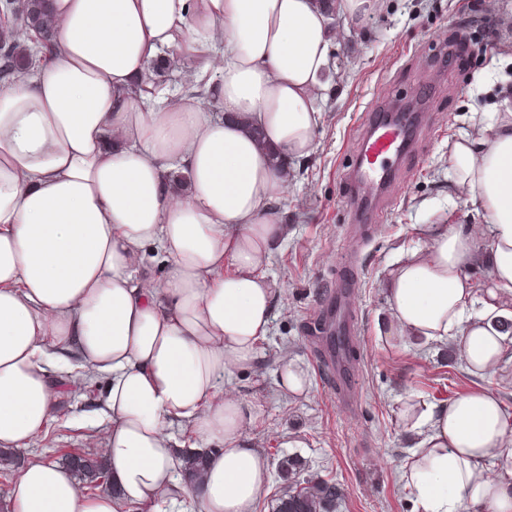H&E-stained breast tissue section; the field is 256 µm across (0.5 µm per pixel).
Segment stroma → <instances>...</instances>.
<instances>
[{
	"label": "stroma",
	"instance_id": "1",
	"mask_svg": "<svg viewBox=\"0 0 512 512\" xmlns=\"http://www.w3.org/2000/svg\"><path fill=\"white\" fill-rule=\"evenodd\" d=\"M494 15L498 33L487 36L482 14ZM342 36L333 54L330 89L318 101L321 120L312 153L291 164L279 206L288 238L264 268L279 289L270 330L255 365L221 381L252 403L249 428L268 462L267 485L255 512H274L288 489L279 466L298 463L299 478L334 480L342 490L336 512H415L412 490L401 479L415 436L402 420L403 402L441 407L474 390L489 391L512 415V360L484 375L468 374L453 342L417 344L381 339L388 316L383 282L392 265L423 244L430 224L482 228L467 186L455 183L450 153L460 137L479 134L481 113L512 92V0H376L362 22L337 19ZM439 74L432 108L436 122L420 157L391 197L387 221L366 231L357 246L355 308L360 342L355 364L361 390L355 414L342 412L312 338L321 304L347 276L341 258L349 246L350 212L343 174L366 113L415 96L423 70ZM308 374L306 392L289 395L276 382L281 359ZM59 395L53 420L17 463H61L81 448L103 446L105 379L81 369L51 370Z\"/></svg>",
	"mask_w": 512,
	"mask_h": 512
}]
</instances>
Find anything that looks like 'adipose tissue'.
Instances as JSON below:
<instances>
[{"instance_id":"1","label":"adipose tissue","mask_w":512,"mask_h":512,"mask_svg":"<svg viewBox=\"0 0 512 512\" xmlns=\"http://www.w3.org/2000/svg\"><path fill=\"white\" fill-rule=\"evenodd\" d=\"M375 0H52L57 55L0 85V447L24 449L51 420L54 354L105 377L111 490L88 497L49 461L21 467L9 512H254L267 463L255 409L218 382L247 370L278 290L264 267L288 235L275 207L288 165L310 155L333 15ZM206 53L216 117L187 97L138 101L161 49ZM455 180L490 224L487 277L469 232L427 230L387 274L389 332L454 340L482 375L512 352V99L453 146ZM185 181L173 182L176 174ZM156 248L161 279L143 255ZM213 444L200 491L178 475L168 433ZM423 432L402 479L416 512H512V416L484 390L407 410Z\"/></svg>"}]
</instances>
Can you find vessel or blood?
<instances>
[{
	"instance_id": "1",
	"label": "vessel or blood",
	"mask_w": 512,
	"mask_h": 512,
	"mask_svg": "<svg viewBox=\"0 0 512 512\" xmlns=\"http://www.w3.org/2000/svg\"><path fill=\"white\" fill-rule=\"evenodd\" d=\"M427 112H401L395 123H387L382 112L366 116L354 145V170L345 179L349 187L347 204L354 212L355 225L380 224L386 217L384 201L398 184L401 161L413 147L417 137L430 129ZM356 285L347 281L326 301L323 312L328 333L353 343L358 339V319L353 303ZM320 357L336 385V398L345 411H353L358 403V384L354 375L345 373L344 355L321 341Z\"/></svg>"
}]
</instances>
